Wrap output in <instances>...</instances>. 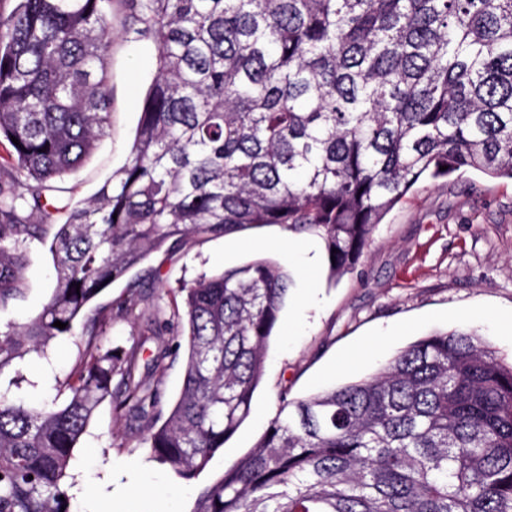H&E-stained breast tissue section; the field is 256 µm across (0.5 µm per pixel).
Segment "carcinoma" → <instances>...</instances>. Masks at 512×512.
<instances>
[{
	"instance_id": "obj_1",
	"label": "carcinoma",
	"mask_w": 512,
	"mask_h": 512,
	"mask_svg": "<svg viewBox=\"0 0 512 512\" xmlns=\"http://www.w3.org/2000/svg\"><path fill=\"white\" fill-rule=\"evenodd\" d=\"M114 0H16L0 13V306L21 292L30 213L106 134ZM156 45L127 162L65 203L51 296L0 330V512H69L73 449L99 406L145 424L153 457L199 475L251 411L292 285L257 260L178 287L184 380L157 411L169 322L140 284L93 300L171 239L279 224L320 236L335 281L424 173L512 179V0H119ZM16 138L18 143L11 142ZM446 170L441 171L439 167ZM337 253H332V249ZM66 327L59 329L54 322ZM137 329L105 348L111 324ZM68 396L22 387L60 336ZM194 512H512V364L474 333L424 337L377 373L280 393L259 440Z\"/></svg>"
}]
</instances>
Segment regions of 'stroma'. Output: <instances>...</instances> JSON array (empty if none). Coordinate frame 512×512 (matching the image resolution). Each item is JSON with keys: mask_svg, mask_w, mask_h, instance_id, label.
I'll return each instance as SVG.
<instances>
[{"mask_svg": "<svg viewBox=\"0 0 512 512\" xmlns=\"http://www.w3.org/2000/svg\"><path fill=\"white\" fill-rule=\"evenodd\" d=\"M112 31L110 124L92 157L63 183L75 201L93 196L124 165L138 125L139 94L155 73L154 43L126 35L117 7ZM288 237L278 225L191 236L132 271L146 284L147 296L166 286L172 307L182 303L180 283L255 258L282 262L295 280L270 338L251 413L205 470L186 480L152 461L136 440L140 423L116 420L107 401L73 451L67 479L72 512H94L105 500L113 512H193L198 493L264 433L281 390L302 399L370 376L420 337L472 330L499 357L512 359V180L476 171L422 176L378 225L356 271L337 282L306 273L307 256L322 270L327 266L319 237L304 235L307 255L290 251ZM49 247L46 241L31 245L20 296L0 306L1 328L26 324L47 302L55 282ZM78 349L74 339L59 340L28 376L53 393Z\"/></svg>", "mask_w": 512, "mask_h": 512, "instance_id": "stroma-1", "label": "stroma"}]
</instances>
